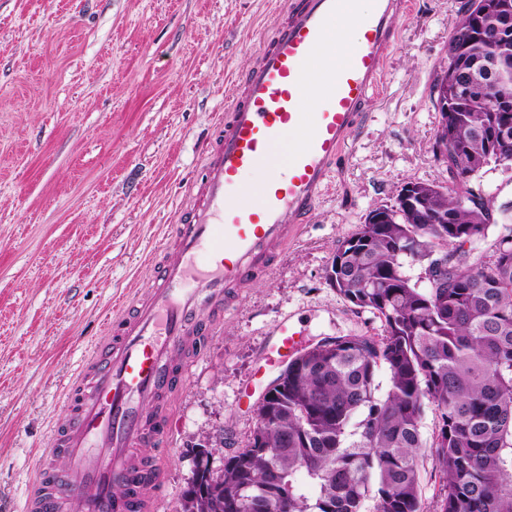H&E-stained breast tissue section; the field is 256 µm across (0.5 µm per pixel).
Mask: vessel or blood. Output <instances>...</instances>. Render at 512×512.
I'll return each mask as SVG.
<instances>
[{"mask_svg":"<svg viewBox=\"0 0 512 512\" xmlns=\"http://www.w3.org/2000/svg\"><path fill=\"white\" fill-rule=\"evenodd\" d=\"M407 5L297 0L218 127L145 295L107 322L69 385L67 415L37 460L22 512H67L78 496L90 512L155 507L164 492L159 444L170 436L172 416L150 419V406L185 379L237 288L265 272L312 213L380 86ZM342 24L349 48L336 65L323 48ZM314 87L324 98L304 111ZM295 131L286 174L242 193L241 175L267 166L273 145ZM299 344V332L281 320L265 364L283 363Z\"/></svg>","mask_w":512,"mask_h":512,"instance_id":"vessel-or-blood-1","label":"vessel or blood"}]
</instances>
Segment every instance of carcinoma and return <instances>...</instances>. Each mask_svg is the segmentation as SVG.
Instances as JSON below:
<instances>
[{
  "mask_svg": "<svg viewBox=\"0 0 512 512\" xmlns=\"http://www.w3.org/2000/svg\"><path fill=\"white\" fill-rule=\"evenodd\" d=\"M479 15L465 0L433 86L441 112L433 151L454 194L404 182L336 249L326 277L383 327L379 336L325 338L288 362L259 401L257 424L224 469L200 476L206 496L181 512H424L418 459L431 450L442 488L434 512H512V216L489 236L483 183L512 161V0ZM473 244L468 260L460 248ZM434 261L443 282L405 271ZM387 375L378 394V371ZM435 413L431 441L421 432ZM304 470L316 488L299 489Z\"/></svg>",
  "mask_w": 512,
  "mask_h": 512,
  "instance_id": "cac0c4a2",
  "label": "carcinoma"
}]
</instances>
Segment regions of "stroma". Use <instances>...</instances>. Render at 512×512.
I'll use <instances>...</instances> for the list:
<instances>
[{
    "label": "stroma",
    "instance_id": "1",
    "mask_svg": "<svg viewBox=\"0 0 512 512\" xmlns=\"http://www.w3.org/2000/svg\"><path fill=\"white\" fill-rule=\"evenodd\" d=\"M290 0H0V512H19L62 391L114 305L141 296L216 121ZM461 0H409L382 83L308 224L238 289L222 330L169 394L164 498L180 512L190 443L243 448L291 316L303 345L382 324L326 278L338 244L405 181L453 186L434 156L432 88Z\"/></svg>",
    "mask_w": 512,
    "mask_h": 512
}]
</instances>
